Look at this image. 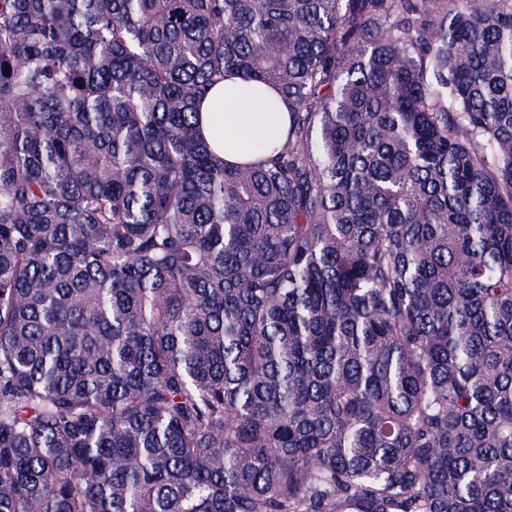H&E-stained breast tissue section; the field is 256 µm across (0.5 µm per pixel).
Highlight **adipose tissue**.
<instances>
[{"instance_id":"1","label":"adipose tissue","mask_w":512,"mask_h":512,"mask_svg":"<svg viewBox=\"0 0 512 512\" xmlns=\"http://www.w3.org/2000/svg\"><path fill=\"white\" fill-rule=\"evenodd\" d=\"M201 108L203 137L219 157L232 163L265 158L269 144L288 131L287 102L238 80L211 88Z\"/></svg>"}]
</instances>
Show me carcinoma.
<instances>
[{
    "label": "carcinoma",
    "mask_w": 512,
    "mask_h": 512,
    "mask_svg": "<svg viewBox=\"0 0 512 512\" xmlns=\"http://www.w3.org/2000/svg\"><path fill=\"white\" fill-rule=\"evenodd\" d=\"M0 512H512V0H0ZM240 80L211 88L202 102L200 130L213 151L231 163L265 158L269 144L288 131V104L249 90Z\"/></svg>",
    "instance_id": "obj_1"
}]
</instances>
